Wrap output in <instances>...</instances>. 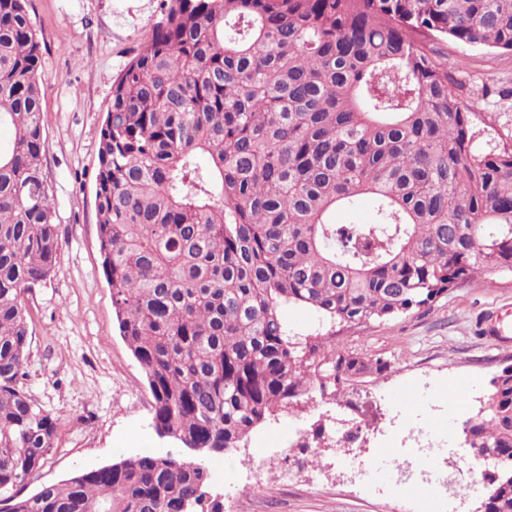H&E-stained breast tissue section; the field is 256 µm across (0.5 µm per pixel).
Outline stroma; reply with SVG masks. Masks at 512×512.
I'll use <instances>...</instances> for the list:
<instances>
[{
  "label": "stroma",
  "mask_w": 512,
  "mask_h": 512,
  "mask_svg": "<svg viewBox=\"0 0 512 512\" xmlns=\"http://www.w3.org/2000/svg\"><path fill=\"white\" fill-rule=\"evenodd\" d=\"M43 49L44 170L51 183L60 250L56 274L29 295V389L59 420L56 449L26 493L140 453H179L152 426L151 395L121 338L100 264L95 198L100 130L112 82L161 20L160 0H28ZM455 77L494 88L472 119L474 146L512 142V54L450 41ZM498 309L504 337L478 334L483 311ZM337 349L389 362L387 372L347 381L334 398L312 390L252 430L238 447L211 454L210 495L223 512H412L391 480L368 487L336 471L330 436L338 423L360 429L361 455L391 427L383 409L400 390L424 403L407 424L451 433L448 456L463 480L487 471L448 421L477 414L490 380L512 365V276L477 273L429 306L388 322L336 326ZM292 469L288 480L279 467Z\"/></svg>",
  "instance_id": "obj_1"
}]
</instances>
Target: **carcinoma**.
Masks as SVG:
<instances>
[{
  "label": "carcinoma",
  "mask_w": 512,
  "mask_h": 512,
  "mask_svg": "<svg viewBox=\"0 0 512 512\" xmlns=\"http://www.w3.org/2000/svg\"><path fill=\"white\" fill-rule=\"evenodd\" d=\"M161 2L100 132L101 267L155 431L236 448L311 388L388 368L290 335L283 307L381 323L512 275V145L474 148L476 101L436 48L512 52V0ZM42 55L27 0H0V512H222L204 463L155 454L24 494L58 430L28 389L27 293L59 253ZM364 195L371 223L331 219ZM490 385L462 432L499 452L485 512H512V365Z\"/></svg>",
  "instance_id": "carcinoma-1"
}]
</instances>
